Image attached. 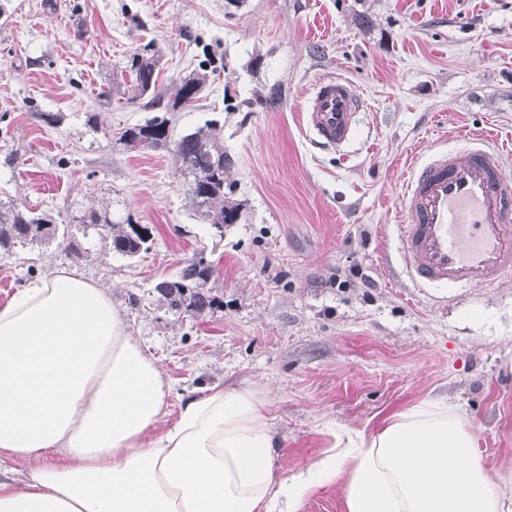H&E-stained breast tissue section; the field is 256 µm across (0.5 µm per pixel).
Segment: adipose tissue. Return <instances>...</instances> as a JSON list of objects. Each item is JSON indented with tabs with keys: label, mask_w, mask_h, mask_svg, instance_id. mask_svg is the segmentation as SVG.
Instances as JSON below:
<instances>
[{
	"label": "adipose tissue",
	"mask_w": 512,
	"mask_h": 512,
	"mask_svg": "<svg viewBox=\"0 0 512 512\" xmlns=\"http://www.w3.org/2000/svg\"><path fill=\"white\" fill-rule=\"evenodd\" d=\"M282 478L262 400L171 402L157 359L105 288L58 269L0 306V512H299L341 486L347 512H512L458 407L424 400L375 432L333 430ZM31 461L16 483L4 460Z\"/></svg>",
	"instance_id": "obj_1"
}]
</instances>
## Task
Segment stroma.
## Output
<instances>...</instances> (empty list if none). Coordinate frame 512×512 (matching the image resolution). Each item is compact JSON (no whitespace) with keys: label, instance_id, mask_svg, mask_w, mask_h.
Wrapping results in <instances>:
<instances>
[{"label":"stroma","instance_id":"1","mask_svg":"<svg viewBox=\"0 0 512 512\" xmlns=\"http://www.w3.org/2000/svg\"><path fill=\"white\" fill-rule=\"evenodd\" d=\"M0 3V198L57 224L106 208L152 238L133 258L95 236L80 254L56 240L0 255V305L55 269L96 282L173 399L214 385L258 393L280 475L320 459L329 426L376 431L439 399L471 423L490 477L512 479V279L422 293L382 254L419 152L487 132L512 172V0ZM358 8L372 29L356 25ZM147 47L162 53L161 92L205 71L195 102L172 113L127 102L117 71ZM336 74L367 102L340 151L301 121L312 86ZM155 115L175 137L218 121L241 205L223 235L189 206L171 153L120 142ZM199 258L222 306L190 320L150 290Z\"/></svg>","mask_w":512,"mask_h":512}]
</instances>
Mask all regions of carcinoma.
Returning <instances> with one entry per match:
<instances>
[{
  "instance_id": "obj_1",
  "label": "carcinoma",
  "mask_w": 512,
  "mask_h": 512,
  "mask_svg": "<svg viewBox=\"0 0 512 512\" xmlns=\"http://www.w3.org/2000/svg\"><path fill=\"white\" fill-rule=\"evenodd\" d=\"M158 63L157 54L149 53L146 48L128 58L120 70V74L127 73L130 77L127 102L145 99L152 107L164 102L167 110L175 111L191 95L199 94L205 85V75L192 73L172 87L165 102L162 95L155 93ZM120 141L129 151L153 149L174 154L189 206L203 216L215 232L222 235L224 225L239 221L240 204L228 200L224 192V174L231 167L232 160L224 153L217 122L209 121L173 139L169 132V119L154 116L125 129ZM76 229L84 238L92 234L100 236L109 243L112 252L122 256L134 257L149 249L148 228L138 224L125 227L114 224L106 209L93 208L84 212ZM59 237L68 242L73 251L80 252L79 241L71 231V225L61 228L43 215L0 200V254L10 255L28 243H48ZM211 275V266L200 258L183 268L176 279L158 282L153 292L170 310L190 318L199 317L220 306L218 297L207 288Z\"/></svg>"
}]
</instances>
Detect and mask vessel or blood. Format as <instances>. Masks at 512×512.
I'll return each instance as SVG.
<instances>
[{"label":"vessel or blood","mask_w":512,"mask_h":512,"mask_svg":"<svg viewBox=\"0 0 512 512\" xmlns=\"http://www.w3.org/2000/svg\"><path fill=\"white\" fill-rule=\"evenodd\" d=\"M365 107L350 81L328 77L308 97L306 125L319 145L340 149ZM397 252L417 288H485L512 277V175L490 135L410 163Z\"/></svg>","instance_id":"vessel-or-blood-1"}]
</instances>
